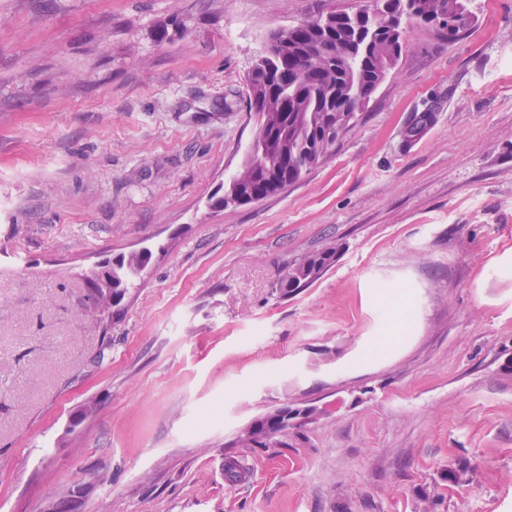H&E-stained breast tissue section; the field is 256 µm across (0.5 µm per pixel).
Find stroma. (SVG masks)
I'll use <instances>...</instances> for the list:
<instances>
[{
  "mask_svg": "<svg viewBox=\"0 0 512 512\" xmlns=\"http://www.w3.org/2000/svg\"><path fill=\"white\" fill-rule=\"evenodd\" d=\"M364 3L0 0V512L75 482L77 512H512V0L452 41L405 21L332 155L209 207L269 33ZM141 248L111 321L81 316ZM285 402L325 413L238 443ZM336 253L337 248L330 246L289 262L284 268L279 288H287L292 292L313 283L335 263ZM149 257L145 253H135L121 257L116 263H112V270L107 278H100L96 283L92 293L99 296L100 302L104 305L102 314L108 316L100 320H105L110 315V290L112 288L113 296L117 298L119 294L134 285V281L139 277V272L147 265Z\"/></svg>",
  "mask_w": 512,
  "mask_h": 512,
  "instance_id": "35a3bbf8",
  "label": "stroma"
}]
</instances>
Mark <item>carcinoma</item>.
<instances>
[{"label": "carcinoma", "mask_w": 512, "mask_h": 512, "mask_svg": "<svg viewBox=\"0 0 512 512\" xmlns=\"http://www.w3.org/2000/svg\"><path fill=\"white\" fill-rule=\"evenodd\" d=\"M452 0H382L375 21L361 39L349 29L351 14L332 11L325 27L312 24L295 33L294 50L248 75L247 104L258 125L268 124L266 171L251 185L254 201L274 196L301 181L336 146L328 137L336 113L348 112L346 128L358 121V109L377 88L378 51L401 43L400 18L408 15L422 23H438ZM337 248L327 247L288 263L279 287L292 291L316 281L336 261ZM145 253L121 257L95 284L93 293L109 312L110 297L134 285L147 265Z\"/></svg>", "instance_id": "1"}]
</instances>
